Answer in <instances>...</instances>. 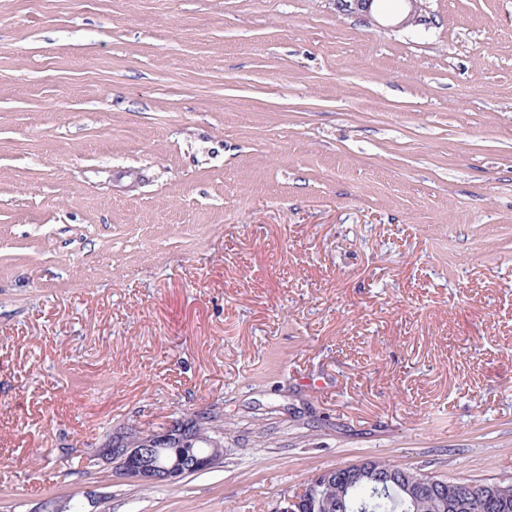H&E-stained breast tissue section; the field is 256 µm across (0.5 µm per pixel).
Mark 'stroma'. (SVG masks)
Here are the masks:
<instances>
[{
	"mask_svg": "<svg viewBox=\"0 0 512 512\" xmlns=\"http://www.w3.org/2000/svg\"><path fill=\"white\" fill-rule=\"evenodd\" d=\"M0 0V512L512 480V0ZM220 417L147 488L110 435ZM377 0H336V8L346 15H353L367 26L379 24L375 17ZM408 12L406 16L397 23L396 28L409 26H427L432 23V17L426 0H406Z\"/></svg>",
	"mask_w": 512,
	"mask_h": 512,
	"instance_id": "35a3bbf8",
	"label": "stroma"
}]
</instances>
